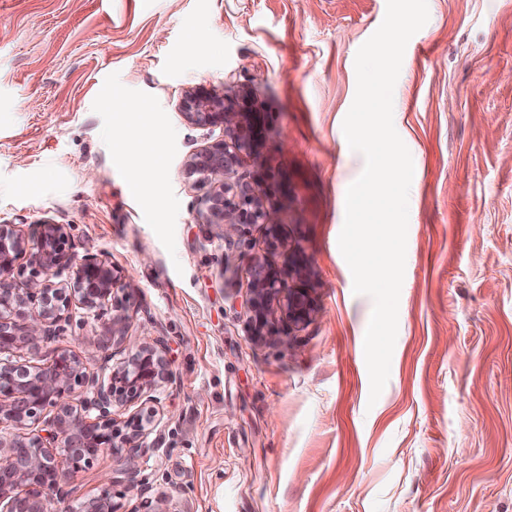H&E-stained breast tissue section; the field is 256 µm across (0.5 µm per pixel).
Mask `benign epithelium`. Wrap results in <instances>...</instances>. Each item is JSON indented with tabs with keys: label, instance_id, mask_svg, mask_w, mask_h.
Segmentation results:
<instances>
[{
	"label": "benign epithelium",
	"instance_id": "1",
	"mask_svg": "<svg viewBox=\"0 0 512 512\" xmlns=\"http://www.w3.org/2000/svg\"><path fill=\"white\" fill-rule=\"evenodd\" d=\"M186 118L201 127H220L232 140L248 142L251 130L243 124L244 110L215 90L195 87L181 102ZM238 148L217 141L188 158L189 173L202 179L222 177L221 189L208 198L206 223L219 224L224 238L236 236L244 224H269L273 205L253 185L238 176ZM64 225L45 222L25 238L11 224L0 225V426L23 429L38 422L44 411L53 415L52 444L39 435L9 438L0 435V512H48L52 498L63 499L72 473L107 451L127 450L135 458L161 421L162 388L171 372L161 339L132 336L112 323L115 351L105 356L97 370L88 371L80 360L66 352L55 353L45 365L11 361L24 347L37 350L55 337L56 327L69 320L72 308L80 306L98 315L115 300L122 287L121 271L94 254L77 260L64 249ZM29 254L31 271L26 280H11L17 260ZM73 269V286L51 281L54 270ZM281 287L276 276L256 265L251 284L250 311L259 325L272 316V295ZM35 314L18 319L27 304ZM313 307L306 289L295 288L288 296V319L308 322ZM81 391L73 404L75 391ZM136 512H167L162 500L140 490ZM69 512H118L112 492L106 488Z\"/></svg>",
	"mask_w": 512,
	"mask_h": 512
}]
</instances>
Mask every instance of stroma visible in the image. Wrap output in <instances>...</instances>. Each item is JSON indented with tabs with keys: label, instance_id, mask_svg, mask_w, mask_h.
<instances>
[{
	"label": "stroma",
	"instance_id": "35a3bbf8",
	"mask_svg": "<svg viewBox=\"0 0 512 512\" xmlns=\"http://www.w3.org/2000/svg\"><path fill=\"white\" fill-rule=\"evenodd\" d=\"M394 88L414 164L389 380L370 402L364 337L338 246L362 173L343 120L355 56L386 0H0V224L64 225L67 253L123 276L119 311L76 310L34 365L110 351L113 316L163 337L172 380L158 445L100 455L68 503L140 489L167 512H512V0H428ZM223 89L256 135L238 175L273 225L225 240L199 219L188 156L222 129L188 122ZM133 126L135 145L114 137ZM282 282L268 324L254 265ZM316 311L286 316L290 289Z\"/></svg>",
	"mask_w": 512,
	"mask_h": 512
}]
</instances>
